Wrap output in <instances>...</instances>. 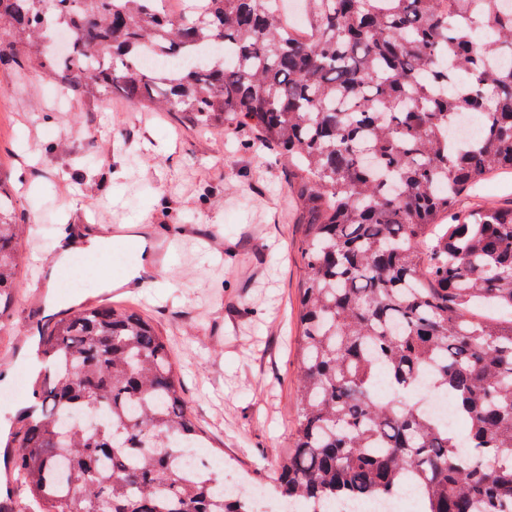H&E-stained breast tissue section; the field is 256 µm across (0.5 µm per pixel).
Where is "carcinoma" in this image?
<instances>
[{"label": "carcinoma", "instance_id": "1", "mask_svg": "<svg viewBox=\"0 0 512 512\" xmlns=\"http://www.w3.org/2000/svg\"><path fill=\"white\" fill-rule=\"evenodd\" d=\"M0 0V61H40L65 89L131 102L219 133L235 122L288 159L302 249L295 438L269 485L329 512L406 486L419 512H512V206L477 202L512 175V0ZM70 35L64 55L48 29ZM153 51L156 66H143ZM470 116L478 136L460 140ZM25 224L0 180V328ZM8 438L0 512H251L213 470L170 350L120 304L57 313ZM429 376L461 436L417 403ZM392 396L375 394L380 376ZM77 408L96 428L66 424Z\"/></svg>", "mask_w": 512, "mask_h": 512}]
</instances>
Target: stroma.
Returning a JSON list of instances; mask_svg holds the SVG:
<instances>
[{"label":"stroma","instance_id":"35a3bbf8","mask_svg":"<svg viewBox=\"0 0 512 512\" xmlns=\"http://www.w3.org/2000/svg\"><path fill=\"white\" fill-rule=\"evenodd\" d=\"M0 176L18 191L26 256L10 324L0 349L13 351L0 374V421L29 397L22 355L49 313L29 302L47 291L52 248L68 224L111 216L116 224L172 227L170 253L155 259L161 285L136 295L167 340L185 397L215 444L210 456L253 482L272 477L286 455L297 418L301 366V247L284 157L253 131L227 123L195 133L184 117L135 106L119 95L90 101L62 94L39 61L0 64ZM141 241L78 255L59 270L60 296H94L101 266L137 265Z\"/></svg>","mask_w":512,"mask_h":512}]
</instances>
